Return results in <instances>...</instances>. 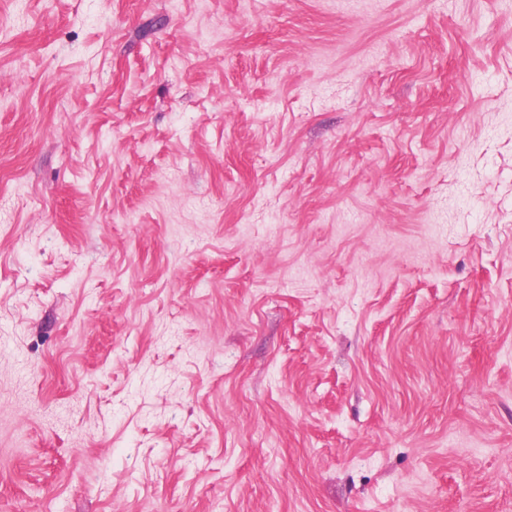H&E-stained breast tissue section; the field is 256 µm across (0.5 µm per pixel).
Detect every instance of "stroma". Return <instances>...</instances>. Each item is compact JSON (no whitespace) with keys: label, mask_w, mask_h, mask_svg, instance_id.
<instances>
[{"label":"stroma","mask_w":512,"mask_h":512,"mask_svg":"<svg viewBox=\"0 0 512 512\" xmlns=\"http://www.w3.org/2000/svg\"><path fill=\"white\" fill-rule=\"evenodd\" d=\"M0 512H512V0H0Z\"/></svg>","instance_id":"35a3bbf8"}]
</instances>
